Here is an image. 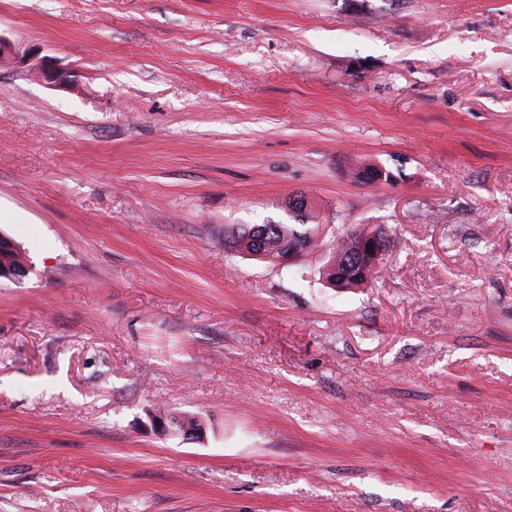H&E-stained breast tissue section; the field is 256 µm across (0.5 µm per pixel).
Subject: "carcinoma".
I'll return each mask as SVG.
<instances>
[{"mask_svg":"<svg viewBox=\"0 0 512 512\" xmlns=\"http://www.w3.org/2000/svg\"><path fill=\"white\" fill-rule=\"evenodd\" d=\"M325 224L305 202L289 208L288 222L263 224H228L224 226V248L246 256L265 254L263 261L279 264L291 253L306 256L323 245L321 240ZM379 241L382 248L388 240L377 229L363 227L351 231L341 230L334 236L322 274L327 283L339 290L364 286L379 274L377 261L368 254V244ZM154 418H166L170 427L177 430L188 428L201 433L203 423L195 416L174 418L159 408Z\"/></svg>","mask_w":512,"mask_h":512,"instance_id":"1","label":"carcinoma"}]
</instances>
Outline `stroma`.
<instances>
[{
  "label": "stroma",
  "instance_id": "obj_1",
  "mask_svg": "<svg viewBox=\"0 0 512 512\" xmlns=\"http://www.w3.org/2000/svg\"><path fill=\"white\" fill-rule=\"evenodd\" d=\"M350 2L0 0V512H512V0ZM297 192L372 287L225 250ZM28 52L29 55L27 57H16L14 46L10 39L0 34V64L6 60L12 61L20 68H24L26 75L34 81L52 88L73 91L72 85L74 80L56 61L47 57L39 58L38 53L33 51ZM33 61H36V64H33ZM334 236L328 258L323 264L327 283L339 290L352 289L367 285L379 274L380 258L373 260L367 247L371 241L377 240L382 246L380 257L389 243L384 234L377 229L363 227L351 231L340 229ZM15 243V242H14ZM22 260L20 251L16 243L13 251H0V266H8L0 269V279H8L19 281L25 278L28 268ZM22 266L17 268H9L11 266ZM154 419L152 416H150V422H153L155 425V428L158 431H162L164 428L168 431V434L171 432L170 427H174L176 430H182L184 427H188V429L193 430L194 432L202 433L204 430L203 423L200 419H198L196 416H184L180 417L179 419L173 418L170 413H168L166 410L159 408L156 410L155 413H153ZM162 416L166 417V420L169 424L166 423V421L163 419L161 421L155 420V419H161ZM152 427V426H151ZM152 429H154L152 427ZM154 429V431H156Z\"/></svg>",
  "mask_w": 512,
  "mask_h": 512
}]
</instances>
